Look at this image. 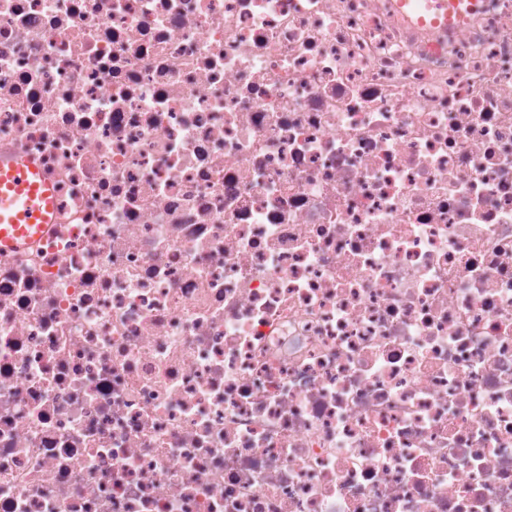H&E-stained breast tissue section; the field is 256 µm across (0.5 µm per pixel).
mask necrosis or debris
Masks as SVG:
<instances>
[{"mask_svg": "<svg viewBox=\"0 0 512 512\" xmlns=\"http://www.w3.org/2000/svg\"><path fill=\"white\" fill-rule=\"evenodd\" d=\"M0 512H512V0H0ZM422 1L424 3H411ZM399 9L407 16H417L416 21L425 24L430 18L435 28L455 27L482 6V0H398ZM7 165L5 169L0 160V245L15 246L30 234L19 224L30 228L36 224L37 229L51 224L53 202L50 185L36 180L37 172L31 165L13 160Z\"/></svg>", "mask_w": 512, "mask_h": 512, "instance_id": "obj_1", "label": "necrosis or debris"}]
</instances>
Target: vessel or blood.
Segmentation results:
<instances>
[{"instance_id": "b4317fda", "label": "vessel or blood", "mask_w": 512, "mask_h": 512, "mask_svg": "<svg viewBox=\"0 0 512 512\" xmlns=\"http://www.w3.org/2000/svg\"><path fill=\"white\" fill-rule=\"evenodd\" d=\"M481 5L482 0H398L403 13L436 28L462 24ZM52 213L51 187L38 180L31 165H0V245H17L28 237L30 225L50 223Z\"/></svg>"}]
</instances>
